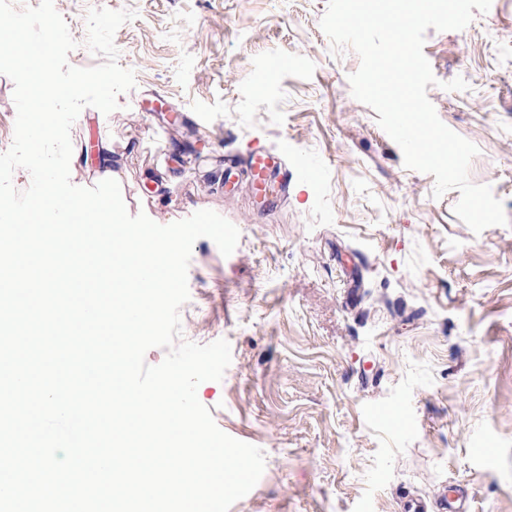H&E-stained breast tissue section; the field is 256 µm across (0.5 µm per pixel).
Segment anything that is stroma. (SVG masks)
<instances>
[{
	"label": "stroma",
	"mask_w": 512,
	"mask_h": 512,
	"mask_svg": "<svg viewBox=\"0 0 512 512\" xmlns=\"http://www.w3.org/2000/svg\"><path fill=\"white\" fill-rule=\"evenodd\" d=\"M89 68L86 14L132 10L115 34L135 87L70 131V181L95 186L112 148L130 215L168 225L210 209L240 231L222 256L197 239L183 339H226L221 381L197 388L218 428L265 455L230 512H404L467 490L512 512V0L462 30H427L440 120L475 144L469 178L507 225L481 233L405 167L320 26L328 0H53ZM463 77L468 88L444 90ZM283 158L260 196L224 154ZM317 169V179L306 176ZM485 454H477V447Z\"/></svg>",
	"instance_id": "obj_1"
}]
</instances>
